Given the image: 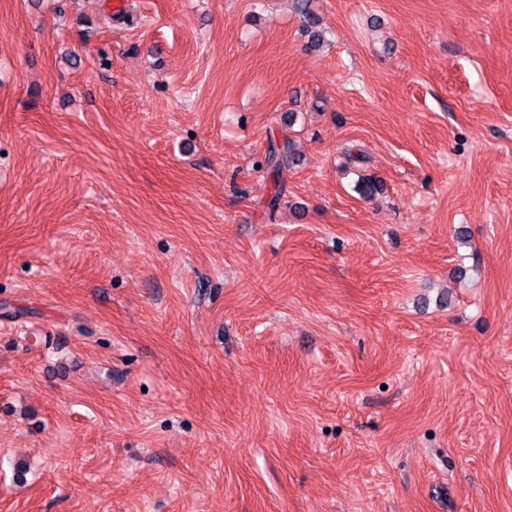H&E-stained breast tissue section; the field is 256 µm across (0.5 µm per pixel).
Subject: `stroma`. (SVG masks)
<instances>
[{"label":"stroma","mask_w":512,"mask_h":512,"mask_svg":"<svg viewBox=\"0 0 512 512\" xmlns=\"http://www.w3.org/2000/svg\"><path fill=\"white\" fill-rule=\"evenodd\" d=\"M311 9L0 0V512H512V0ZM293 151L294 145L290 140L281 144L270 140L267 162L275 175H279L283 168H289L290 163H294L295 154Z\"/></svg>","instance_id":"obj_1"}]
</instances>
